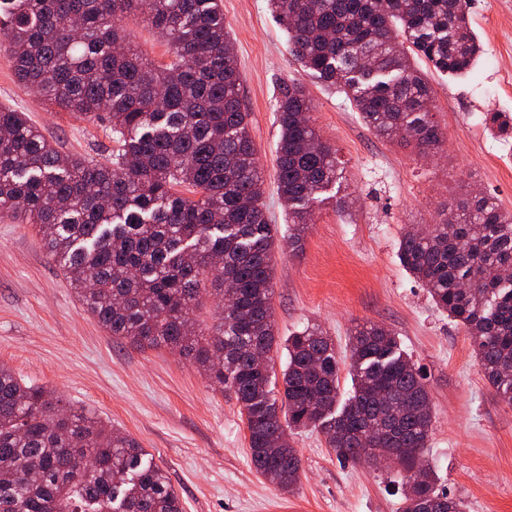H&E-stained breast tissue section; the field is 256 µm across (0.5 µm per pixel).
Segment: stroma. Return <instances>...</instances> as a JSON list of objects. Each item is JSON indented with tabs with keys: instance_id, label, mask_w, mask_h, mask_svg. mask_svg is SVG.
<instances>
[{
	"instance_id": "1",
	"label": "stroma",
	"mask_w": 512,
	"mask_h": 512,
	"mask_svg": "<svg viewBox=\"0 0 512 512\" xmlns=\"http://www.w3.org/2000/svg\"><path fill=\"white\" fill-rule=\"evenodd\" d=\"M222 4L263 202L279 230L273 308L280 337L318 326L345 359L356 327L393 331L430 395L433 427L423 457L437 471V488L460 498L464 512H512V406L484 380L464 329L436 309L397 256L403 232L439 222L470 191L512 214V139L484 123L486 113H512V0H470L482 53L466 75L425 68L445 137L442 152L427 160L376 136L346 93L303 70L268 0ZM122 29L149 61L168 62L165 40L138 13H128ZM292 82L305 87L312 124L337 157L336 179L313 203L297 242L277 192L275 155L276 98ZM0 105L25 113L60 151L89 163L108 162L116 148L107 123L58 111L19 83L4 44ZM343 197L351 200L345 210L336 205ZM0 363L134 438L167 472L183 512H402L403 469L338 458L314 429L289 436L302 465L293 489L256 473L234 395L214 387L190 356L112 338L33 226L10 217L0 219Z\"/></svg>"
}]
</instances>
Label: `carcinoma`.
Wrapping results in <instances>:
<instances>
[{
  "label": "carcinoma",
  "instance_id": "carcinoma-1",
  "mask_svg": "<svg viewBox=\"0 0 512 512\" xmlns=\"http://www.w3.org/2000/svg\"><path fill=\"white\" fill-rule=\"evenodd\" d=\"M301 67L348 95L364 123L424 158L444 142L429 110L432 89L415 65L465 74L481 46L468 0H268ZM168 41L155 65L125 43L131 11ZM19 82L87 122L107 121L119 148L107 164L61 153L24 113L0 105V217L35 226L63 263L87 311L109 334L192 355L246 417L255 470L283 489L300 479L285 430H320L336 455L373 464L393 448L411 472L403 512H463L421 465L431 400L395 334L357 328L353 390L341 410L335 343L313 327L283 340L272 298L278 229L264 180L221 0H0ZM369 55L364 68L358 53ZM304 87L276 103L277 189L292 237L309 203L336 178V152L319 140ZM485 122L512 133V118ZM405 270L471 340L495 394L512 403V216L469 194L426 233L398 242ZM221 296L208 328L195 311ZM287 351L282 382L255 354ZM0 512H182L165 470L130 436L67 408L0 363Z\"/></svg>",
  "mask_w": 512,
  "mask_h": 512
}]
</instances>
